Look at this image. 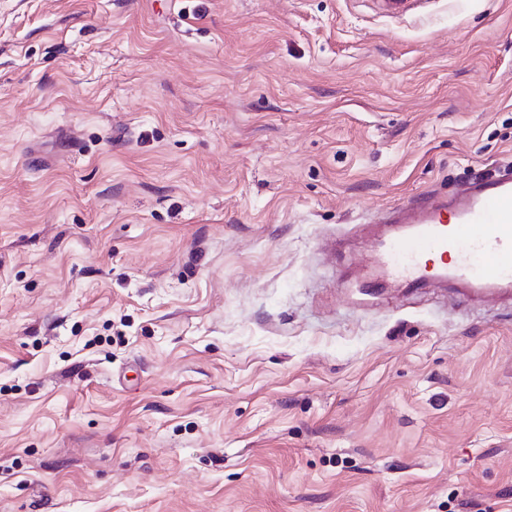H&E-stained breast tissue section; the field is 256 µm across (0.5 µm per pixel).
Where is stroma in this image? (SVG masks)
Here are the masks:
<instances>
[{
  "mask_svg": "<svg viewBox=\"0 0 512 512\" xmlns=\"http://www.w3.org/2000/svg\"><path fill=\"white\" fill-rule=\"evenodd\" d=\"M512 165V0H0V512H512V298L390 208Z\"/></svg>",
  "mask_w": 512,
  "mask_h": 512,
  "instance_id": "35a3bbf8",
  "label": "stroma"
}]
</instances>
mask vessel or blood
I'll return each mask as SVG.
<instances>
[{"label": "vessel or blood", "mask_w": 512, "mask_h": 512, "mask_svg": "<svg viewBox=\"0 0 512 512\" xmlns=\"http://www.w3.org/2000/svg\"><path fill=\"white\" fill-rule=\"evenodd\" d=\"M379 241L389 277L446 278L472 294L512 292V172L481 179L448 200L393 217Z\"/></svg>", "instance_id": "vessel-or-blood-1"}]
</instances>
